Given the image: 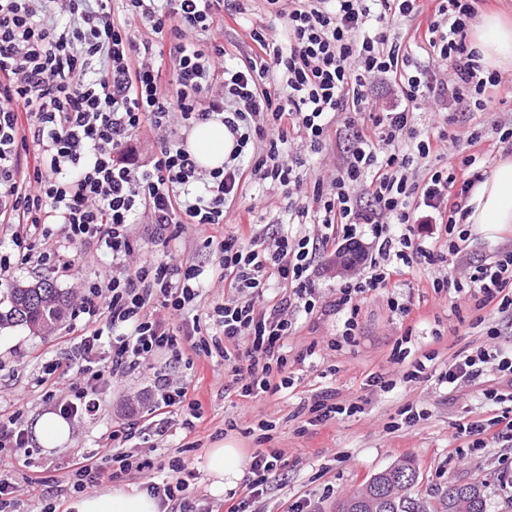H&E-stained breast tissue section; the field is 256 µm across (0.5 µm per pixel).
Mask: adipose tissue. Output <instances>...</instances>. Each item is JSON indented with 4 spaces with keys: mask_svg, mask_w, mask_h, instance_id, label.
Returning a JSON list of instances; mask_svg holds the SVG:
<instances>
[{
    "mask_svg": "<svg viewBox=\"0 0 512 512\" xmlns=\"http://www.w3.org/2000/svg\"><path fill=\"white\" fill-rule=\"evenodd\" d=\"M470 46L489 70L512 68V17L489 12L470 34ZM235 140L220 120L197 124L188 139V150L203 170L221 168ZM466 221L474 231L494 236L512 225V159H503L492 175L472 190L465 204ZM209 491L218 496L235 487L243 476L241 449L222 445L209 449L205 458ZM71 512H163L160 500L140 485L120 482L103 491L82 495L69 504Z\"/></svg>",
    "mask_w": 512,
    "mask_h": 512,
    "instance_id": "obj_1",
    "label": "adipose tissue"
}]
</instances>
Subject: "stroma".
<instances>
[{"mask_svg": "<svg viewBox=\"0 0 512 512\" xmlns=\"http://www.w3.org/2000/svg\"><path fill=\"white\" fill-rule=\"evenodd\" d=\"M436 6L437 0H422L418 15L387 27L389 37L414 58L422 56L414 33L433 21ZM275 22L265 0H250L245 18L227 21L224 26L228 62H239L249 54L248 28ZM510 124L512 100L494 103L483 112L458 106L447 127L459 138L455 153L429 157L426 163L433 167L457 164L471 152L463 135L473 128L482 132L480 150L490 163H498L503 157L498 130ZM287 204L280 190L247 182L240 199L227 210L222 232L232 233L241 219L250 217L258 234H271L287 221ZM171 248L201 268L203 292L188 315L198 318L208 333H215L213 308L223 303L224 290L214 271L212 248L206 247L190 225ZM507 252H512L511 226L491 238L471 234L462 252L446 262L407 269L393 286L371 292L360 301L358 336L337 351L329 343L340 339L343 315L298 313V329L287 346L293 385L275 396L262 394L242 402L235 390L225 389L232 376L217 352L188 350L171 366L161 361L134 366L121 380L97 386V413L71 420L68 439L51 451L44 450L33 433L39 417L53 410L44 402L36 379L44 362L67 355L78 322L63 317L48 334L24 326L0 328V409L20 413L30 432L26 447L0 452V463L11 466L21 482L11 512H40L42 508L40 499L23 484L24 476L64 480L69 462L95 449L101 433L117 422L143 427V434L128 444L133 453L151 459L158 467L179 459L194 471L190 491L196 512H219L224 502L208 490L202 467L208 449L224 443L250 458L264 425L269 428L266 445L282 450L284 465L256 498L253 512H289L297 501L305 503L307 512H334L338 499L361 489L372 474L404 459L413 461L418 472L416 490L425 498H435L452 482L478 481L485 487L488 512H512V481L501 475L503 464L512 462V441L493 440L486 448L463 456L449 438L456 424L491 418L495 405L486 398V390L507 396L512 394V382L492 368L455 389L438 380L461 351L480 347L512 350V316L498 312L493 304L480 312L469 309L455 290L440 295L433 288L438 278L459 277L470 261H492ZM395 301L408 305L409 314L394 311L391 304ZM490 326L498 328V338L487 336ZM419 361L425 364L420 378L406 380V373ZM160 374L176 383L192 382L202 402V416L194 431L179 429L162 441L147 430V407L134 409L126 401L129 394L153 389ZM327 388L335 390L338 403L358 404L359 412L325 425L306 426L299 409ZM408 409L417 412L416 420L405 419ZM302 425L307 428L303 434L298 431Z\"/></svg>", "mask_w": 512, "mask_h": 512, "instance_id": "35a3bbf8", "label": "stroma"}]
</instances>
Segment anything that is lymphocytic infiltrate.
I'll return each instance as SVG.
<instances>
[{"instance_id":"obj_1","label":"lymphocytic infiltrate","mask_w":512,"mask_h":512,"mask_svg":"<svg viewBox=\"0 0 512 512\" xmlns=\"http://www.w3.org/2000/svg\"><path fill=\"white\" fill-rule=\"evenodd\" d=\"M116 17L113 0H0V220L15 222L16 257H0V275L12 260L50 265L75 276L78 259L98 252L112 257L110 272L79 282L75 309L82 315L71 356L73 375L66 389L53 376L50 361L39 385L66 420L94 413L96 385L123 377L128 367L163 354L179 359L183 349L203 350L208 341L199 322L183 318L199 296L198 269L169 257L147 254L132 226L146 220L151 238L166 244L186 225L205 233L217 257V279L225 288L215 308L225 341L224 364L240 397L274 395L288 387L285 346L296 330L289 314H313L318 304L310 271V243L328 247L331 228L353 239L356 227L370 225L378 250L368 270L340 285L331 308L347 312L342 337L351 342L359 327V302L387 287L393 276L416 264L458 254L468 238L459 216L462 202L487 171L476 156L465 159V173L426 168L420 160L443 151L449 116H438V133L422 131L414 113L432 98L466 102L485 110L500 96L512 97V81L484 72L469 47V27L479 0H439L422 51L429 63L447 66L452 79L435 87L387 24L420 12V0H266L285 16L282 35L250 28L251 53L226 64L218 36L225 17L244 14V0H124ZM151 32L132 36L129 20ZM210 34L207 43L196 35ZM168 44L157 55L154 40ZM278 83H270L269 74ZM389 83L391 104L372 108L375 80ZM223 94L207 96L213 81ZM220 117L236 144L223 168L202 174L179 140L177 126ZM340 121L349 138L334 174L310 175L304 157L333 144L331 121ZM152 142L147 160L137 140ZM393 143L386 155L376 140ZM259 179L282 190L297 219L313 218L326 232L317 240L282 234L274 246L260 241L253 224L236 234L214 236L224 211L246 182ZM444 226L439 251L420 248L414 226L425 218ZM62 238H55L53 225ZM249 246H242V239ZM78 255H70V248ZM462 297L479 307L512 308V253L472 263ZM285 295L270 294L271 284ZM112 342L104 344L103 329ZM161 416L155 436L171 429L162 411L181 406L182 426L194 430L202 403L194 387L158 381ZM138 426L123 423L104 433L94 452L75 459L68 481L74 491L99 486L110 466L119 473L143 472L149 461L127 451ZM512 435V407L484 422L456 425L454 439L469 447ZM281 460L277 450L255 451L253 474L242 497L224 501V512H249ZM172 476L148 481L147 491L193 512L190 483L181 460Z\"/></svg>"}]
</instances>
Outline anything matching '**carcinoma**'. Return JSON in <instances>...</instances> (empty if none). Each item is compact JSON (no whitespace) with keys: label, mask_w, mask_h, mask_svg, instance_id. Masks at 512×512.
Wrapping results in <instances>:
<instances>
[{"label":"carcinoma","mask_w":512,"mask_h":512,"mask_svg":"<svg viewBox=\"0 0 512 512\" xmlns=\"http://www.w3.org/2000/svg\"><path fill=\"white\" fill-rule=\"evenodd\" d=\"M0 327L24 325L42 332L56 325L69 305L67 293L44 277L31 285L10 288ZM418 476L410 462L374 473L357 493L340 503L341 512H487L479 483L453 482L437 504L412 493Z\"/></svg>","instance_id":"cac0c4a2"}]
</instances>
